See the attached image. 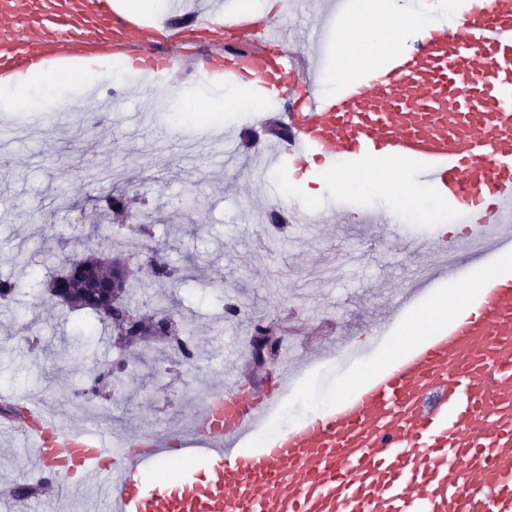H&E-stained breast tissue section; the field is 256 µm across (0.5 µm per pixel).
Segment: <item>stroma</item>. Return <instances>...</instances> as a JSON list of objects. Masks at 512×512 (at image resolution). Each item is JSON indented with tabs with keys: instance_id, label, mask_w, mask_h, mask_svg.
<instances>
[{
	"instance_id": "35a3bbf8",
	"label": "stroma",
	"mask_w": 512,
	"mask_h": 512,
	"mask_svg": "<svg viewBox=\"0 0 512 512\" xmlns=\"http://www.w3.org/2000/svg\"><path fill=\"white\" fill-rule=\"evenodd\" d=\"M123 67L112 62L111 79L129 86L126 98L113 101L103 93L84 99L76 80L31 89L42 111L0 109V125L15 128L0 140V279L25 282L13 301H0V408L36 401L62 425L112 436L141 426L185 428L204 393L222 382L225 344L240 346L239 367L247 369L259 324L290 316L295 336L307 341L328 334L335 320L364 339L376 308L373 293L408 287L429 261L396 240L369 248L367 225L351 222L364 210L401 214L392 191L354 195L324 173L310 177L309 191H293L284 165L269 173L263 197H253L250 172L265 155L238 113H223L221 123L238 147L235 166L225 167L215 150L197 151L200 127L193 120L173 122V96L200 110L233 96L237 82L203 84L189 63L170 81L147 86ZM112 171L121 175L126 201L148 216L151 237L124 229L111 239L94 236L107 218L88 179ZM189 189L195 203L178 209ZM283 201L291 207L331 203L346 218L270 234L267 216ZM89 253L128 262L137 283L132 302L144 312L158 309L160 295L175 300L174 317L191 324L193 360L172 346L158 358L133 359L99 321L50 296L46 281ZM155 253L180 267V280L160 286L148 266ZM123 360L128 366L116 374L109 397L91 404L81 398L95 376ZM359 375L317 365L289 400L286 422L327 406ZM22 481L45 487L26 508L0 502V512H55L58 479L36 466L21 433L0 429V485Z\"/></svg>"
}]
</instances>
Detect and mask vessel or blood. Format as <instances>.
I'll use <instances>...</instances> for the list:
<instances>
[{
    "label": "vessel or blood",
    "instance_id": "vessel-or-blood-1",
    "mask_svg": "<svg viewBox=\"0 0 512 512\" xmlns=\"http://www.w3.org/2000/svg\"><path fill=\"white\" fill-rule=\"evenodd\" d=\"M115 0H0V86L34 71L123 59L142 78L169 75L182 60L185 27L145 25ZM359 17L358 0H333L321 42ZM238 39L226 42L225 26ZM279 20L212 14L198 38L209 47L195 71L283 90L310 89L279 115L268 167L290 160L300 174L367 159L408 166L459 220L432 240L408 236L394 218L372 238L401 241L434 260L397 291L366 329L379 346L416 316L435 286L479 265L477 286L455 313L369 371L325 409L253 434L312 366L348 370L354 339L337 333L328 353L289 338L278 371L255 380L236 371L212 388L188 432L132 430L109 441L72 431L37 404L15 424L41 467L93 488L109 512H512V0H465L451 22L425 24L412 48L391 51L329 95L279 48Z\"/></svg>",
    "mask_w": 512,
    "mask_h": 512
}]
</instances>
